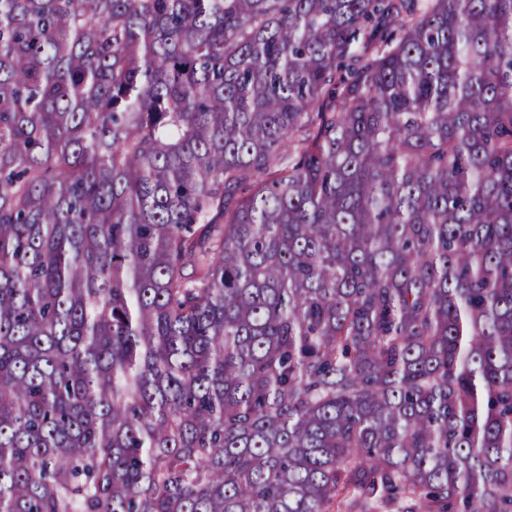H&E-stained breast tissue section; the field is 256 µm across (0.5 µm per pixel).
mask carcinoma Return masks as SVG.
Returning <instances> with one entry per match:
<instances>
[{"label": "carcinoma", "instance_id": "carcinoma-1", "mask_svg": "<svg viewBox=\"0 0 512 512\" xmlns=\"http://www.w3.org/2000/svg\"><path fill=\"white\" fill-rule=\"evenodd\" d=\"M0 512H512V0H0Z\"/></svg>", "mask_w": 512, "mask_h": 512}]
</instances>
